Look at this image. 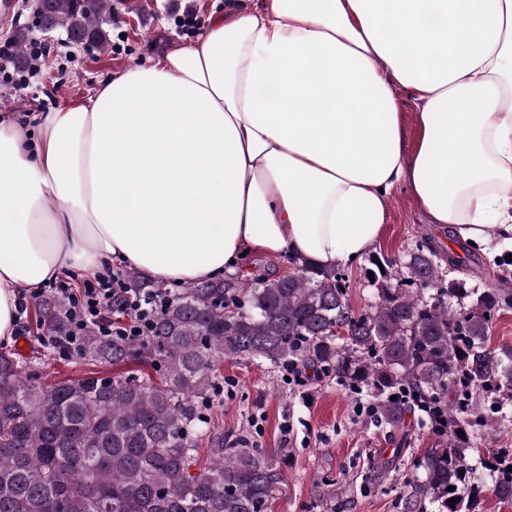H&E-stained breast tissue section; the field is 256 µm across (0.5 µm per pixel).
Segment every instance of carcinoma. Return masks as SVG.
I'll use <instances>...</instances> for the list:
<instances>
[{
	"label": "carcinoma",
	"instance_id": "obj_1",
	"mask_svg": "<svg viewBox=\"0 0 512 512\" xmlns=\"http://www.w3.org/2000/svg\"><path fill=\"white\" fill-rule=\"evenodd\" d=\"M35 14L45 36L104 46L112 0H43ZM31 35L27 26L13 34L23 65ZM288 264L286 275L182 289L140 341L82 330L79 360L139 358L156 381H39L36 368L55 353L46 339L65 342L73 324L66 300H37L41 348L28 357L0 349V512H268L283 481L274 456L242 440L226 448L224 430L200 427L201 407L210 416L219 404V364L230 357L299 360L364 388L392 428L412 412L391 399L404 387L435 408L425 425L437 446L416 459L401 512H481L487 491L512 503V448L484 454L476 430L480 402L512 408V347L485 344L500 291L446 277L439 251L423 245L399 271L383 257L371 262L375 300L356 311L337 270L291 255ZM202 446L210 465L195 474ZM474 453L481 477L468 462Z\"/></svg>",
	"mask_w": 512,
	"mask_h": 512
}]
</instances>
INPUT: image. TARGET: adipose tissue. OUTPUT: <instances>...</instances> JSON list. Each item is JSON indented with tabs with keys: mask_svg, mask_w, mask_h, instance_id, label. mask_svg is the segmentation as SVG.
<instances>
[{
	"mask_svg": "<svg viewBox=\"0 0 512 512\" xmlns=\"http://www.w3.org/2000/svg\"><path fill=\"white\" fill-rule=\"evenodd\" d=\"M37 119L0 114V338L20 296L112 262L178 283L251 253L351 263L401 185L461 240L512 241V0H228Z\"/></svg>",
	"mask_w": 512,
	"mask_h": 512,
	"instance_id": "ef3b65f1",
	"label": "adipose tissue"
}]
</instances>
